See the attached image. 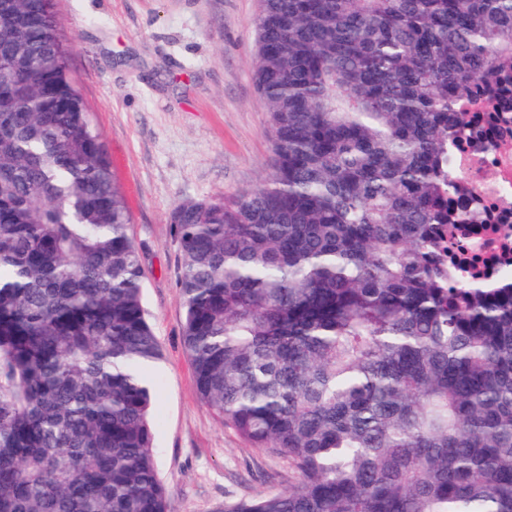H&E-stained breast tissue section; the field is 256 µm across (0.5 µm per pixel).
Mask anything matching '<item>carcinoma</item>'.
<instances>
[{
	"label": "carcinoma",
	"instance_id": "1",
	"mask_svg": "<svg viewBox=\"0 0 512 512\" xmlns=\"http://www.w3.org/2000/svg\"><path fill=\"white\" fill-rule=\"evenodd\" d=\"M256 27L271 172L170 213L200 399L288 461L224 512H512V287L441 245L512 0H261ZM127 224L52 0H0V512H170Z\"/></svg>",
	"mask_w": 512,
	"mask_h": 512
}]
</instances>
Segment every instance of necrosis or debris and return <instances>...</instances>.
I'll return each mask as SVG.
<instances>
[{
  "label": "necrosis or debris",
  "instance_id": "1",
  "mask_svg": "<svg viewBox=\"0 0 512 512\" xmlns=\"http://www.w3.org/2000/svg\"><path fill=\"white\" fill-rule=\"evenodd\" d=\"M512 111L470 112L451 150L457 188L448 198L456 271L471 282L512 279Z\"/></svg>",
  "mask_w": 512,
  "mask_h": 512
}]
</instances>
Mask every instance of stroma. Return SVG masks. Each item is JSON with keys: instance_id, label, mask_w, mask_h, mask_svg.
<instances>
[{"instance_id": "stroma-1", "label": "stroma", "mask_w": 512, "mask_h": 512, "mask_svg": "<svg viewBox=\"0 0 512 512\" xmlns=\"http://www.w3.org/2000/svg\"><path fill=\"white\" fill-rule=\"evenodd\" d=\"M259 0H53L69 69L126 194L161 359L153 446L173 512L285 488L286 461L250 447L197 392L183 344L181 251L170 212L259 187L271 170L252 80Z\"/></svg>"}]
</instances>
